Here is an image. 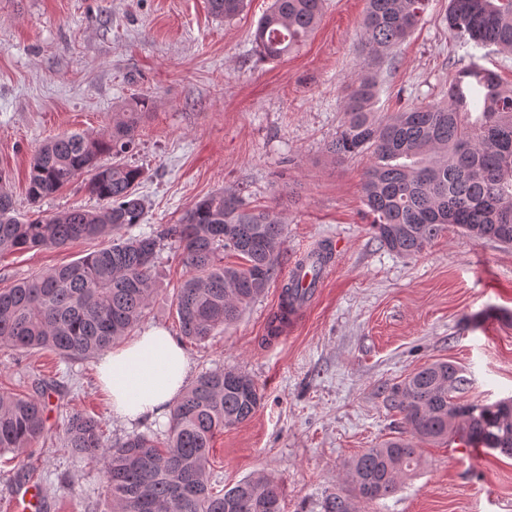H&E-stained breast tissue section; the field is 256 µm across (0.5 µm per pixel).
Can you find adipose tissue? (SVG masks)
Instances as JSON below:
<instances>
[{
  "instance_id": "1",
  "label": "adipose tissue",
  "mask_w": 512,
  "mask_h": 512,
  "mask_svg": "<svg viewBox=\"0 0 512 512\" xmlns=\"http://www.w3.org/2000/svg\"><path fill=\"white\" fill-rule=\"evenodd\" d=\"M97 369L112 397L115 418L162 421L181 394L189 361L174 336L152 328L104 352Z\"/></svg>"
}]
</instances>
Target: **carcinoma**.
Segmentation results:
<instances>
[{
  "mask_svg": "<svg viewBox=\"0 0 512 512\" xmlns=\"http://www.w3.org/2000/svg\"><path fill=\"white\" fill-rule=\"evenodd\" d=\"M210 13L231 20L245 0H208ZM428 0H368L361 45L368 62L390 60L392 48L424 20ZM323 0H272L253 33L256 55L284 58L317 27ZM448 31L465 44L512 51V0H448ZM469 86L468 108L459 107ZM377 82L360 73L344 97V121L329 152L337 159L369 158L363 183L370 228L388 251L411 256L454 225L472 237L512 244V89L472 62L448 83V100L390 116L372 110ZM142 113L123 112L112 134L73 132L44 143L30 164L26 193L37 202L82 173L102 206L72 208L22 219L13 195L0 185V255L61 248L77 240L101 247L70 263L0 290V348L49 349L63 360L98 356L142 320L153 292L152 271L161 242L182 247L187 275L175 293L181 333L201 342L237 320L277 278L283 245L281 214L220 189L197 201L181 222L150 234H132L143 222L137 192L142 171L125 160ZM109 157L110 163L101 162ZM241 263L224 264V253ZM296 288L282 290L281 310L267 335L288 325ZM471 381L449 360L426 364L388 393L412 438L383 441L350 465L355 497L372 502L395 493L421 468L417 442L459 439L512 458V399L466 400ZM0 391V457H23L47 436L44 395ZM263 399L246 373L219 367L200 375L170 411L165 438L133 434L106 445L100 421L76 414L64 429L63 448L81 461L105 463L112 512H283L279 484L248 477L215 490L210 461L217 434L250 420ZM324 512H351L349 501L328 496Z\"/></svg>",
  "mask_w": 512,
  "mask_h": 512,
  "instance_id": "cac0c4a2",
  "label": "carcinoma"
}]
</instances>
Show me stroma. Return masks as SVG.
<instances>
[{
  "instance_id": "stroma-1",
  "label": "stroma",
  "mask_w": 512,
  "mask_h": 512,
  "mask_svg": "<svg viewBox=\"0 0 512 512\" xmlns=\"http://www.w3.org/2000/svg\"><path fill=\"white\" fill-rule=\"evenodd\" d=\"M271 0H247L224 22L207 0H0V178L21 216L99 208L77 176L58 193L29 202L35 151L71 132L111 134L119 112L144 101L130 164L143 169L141 231L176 224L192 205L237 190L256 207L281 211L278 276L234 324L201 343L183 341L189 380L219 366L247 373L264 394L248 422L216 435L211 481L227 489L247 477L274 478L284 512H322L329 493L355 512H512V458L424 445L425 464L394 495L355 499L348 471L367 448L406 435L387 389L419 367L449 360L470 378L468 399L512 397V246L458 228L422 252L380 247L365 215L368 158L334 160L328 146L344 115L347 84L364 65L367 0H324L321 21L278 61L255 55L250 35ZM448 0H430L426 21L375 67L376 112L445 100L456 66L478 60L512 86V52L462 44L442 18ZM332 264L303 317L280 336L267 327L296 255L317 244ZM97 242L0 255V289L76 260ZM186 273L168 240L140 330L179 336L174 290ZM45 396L51 443L22 461L0 458V512L20 487L38 484L42 512H108L103 462L73 466L61 447L68 418L101 421L110 440L166 430L163 421L113 419L93 358L61 362L47 349H0V390Z\"/></svg>"
}]
</instances>
